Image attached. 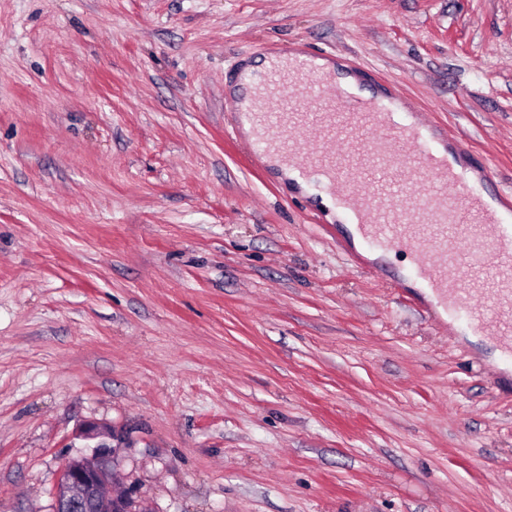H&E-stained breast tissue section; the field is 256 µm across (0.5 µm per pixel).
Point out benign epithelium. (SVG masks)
Segmentation results:
<instances>
[{"label": "benign epithelium", "mask_w": 512, "mask_h": 512, "mask_svg": "<svg viewBox=\"0 0 512 512\" xmlns=\"http://www.w3.org/2000/svg\"><path fill=\"white\" fill-rule=\"evenodd\" d=\"M80 436L99 438L101 442L93 455L72 458L64 464L54 491L53 512H129L127 500L108 491L112 479L110 460L115 449L102 441L106 433L88 424Z\"/></svg>", "instance_id": "1"}]
</instances>
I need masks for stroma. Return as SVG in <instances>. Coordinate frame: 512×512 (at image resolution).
<instances>
[{"label": "stroma", "instance_id": "1", "mask_svg": "<svg viewBox=\"0 0 512 512\" xmlns=\"http://www.w3.org/2000/svg\"><path fill=\"white\" fill-rule=\"evenodd\" d=\"M288 43L512 193V0H0V512L89 423L149 512H512V371L226 109Z\"/></svg>", "mask_w": 512, "mask_h": 512}]
</instances>
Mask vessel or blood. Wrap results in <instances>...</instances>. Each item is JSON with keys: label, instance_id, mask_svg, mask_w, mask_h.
Here are the masks:
<instances>
[{"label": "vessel or blood", "instance_id": "b4317fda", "mask_svg": "<svg viewBox=\"0 0 512 512\" xmlns=\"http://www.w3.org/2000/svg\"><path fill=\"white\" fill-rule=\"evenodd\" d=\"M314 59L285 47L254 73V153L287 155L328 189L365 243L410 253L416 279L449 313L512 352V217L490 207L468 170L393 100L354 93ZM306 140L313 148L303 149ZM352 142L357 151L335 152Z\"/></svg>", "mask_w": 512, "mask_h": 512}]
</instances>
